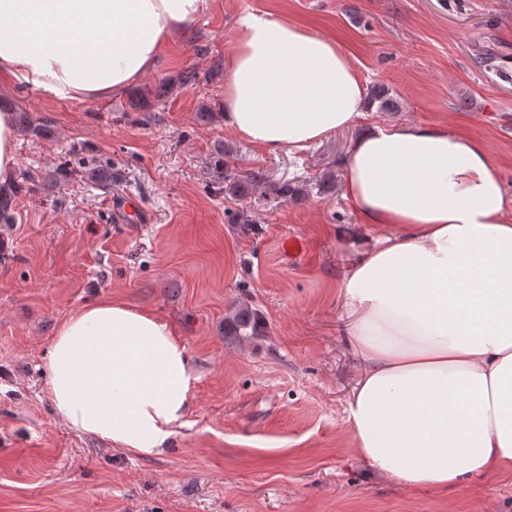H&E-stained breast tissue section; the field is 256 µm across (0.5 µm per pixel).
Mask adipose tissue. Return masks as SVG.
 Listing matches in <instances>:
<instances>
[{"label":"adipose tissue","mask_w":512,"mask_h":512,"mask_svg":"<svg viewBox=\"0 0 512 512\" xmlns=\"http://www.w3.org/2000/svg\"><path fill=\"white\" fill-rule=\"evenodd\" d=\"M208 0H0V74L48 98L101 100L151 72ZM225 127L270 154L305 150L363 117L367 86L334 40L263 12L226 55ZM0 102V189L17 167ZM343 197L388 235L339 283L362 363L345 425L360 460L444 492L512 471V203L498 165L441 125L371 124L343 160ZM44 391L75 431L139 457L187 424L198 375L155 314L89 303L58 326Z\"/></svg>","instance_id":"adipose-tissue-1"}]
</instances>
